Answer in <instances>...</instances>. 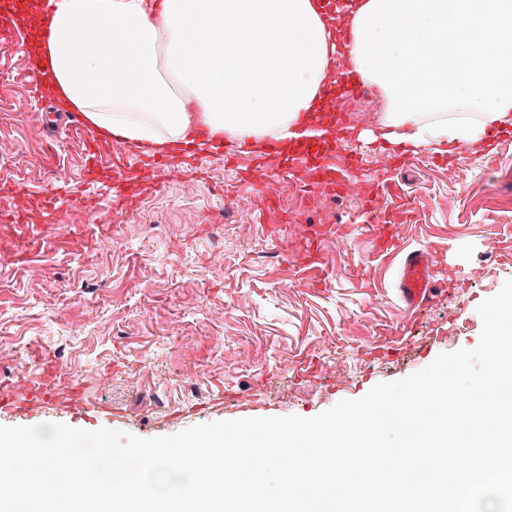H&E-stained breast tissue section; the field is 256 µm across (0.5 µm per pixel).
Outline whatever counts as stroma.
Wrapping results in <instances>:
<instances>
[{"label":"stroma","mask_w":512,"mask_h":512,"mask_svg":"<svg viewBox=\"0 0 512 512\" xmlns=\"http://www.w3.org/2000/svg\"><path fill=\"white\" fill-rule=\"evenodd\" d=\"M21 48H0V213L35 211L65 168L50 242L18 261L0 227V343L43 346L89 381L100 426L141 438L170 436L216 421L298 415L311 418L373 386L405 378L439 354L477 346L486 298L512 279V263L489 245L512 247V135L484 155L407 154L382 169L359 140L387 108L384 96L340 106L355 133L352 173L361 193L324 200L296 176L278 185V214L259 207L243 179L248 156L225 151L174 159L181 179L142 196L143 174L126 169L125 194L138 205L105 243L80 234L91 219L114 217L112 169L84 179L93 131L58 111L25 79ZM462 170L460 183L449 169ZM390 183L404 212L406 249L436 248L469 270L463 285L442 279L441 294L411 312L397 294L399 257L362 221L365 198ZM322 224L326 272L289 265L290 224L279 214ZM222 264H214V255ZM193 375L200 393L185 394Z\"/></svg>","instance_id":"1"}]
</instances>
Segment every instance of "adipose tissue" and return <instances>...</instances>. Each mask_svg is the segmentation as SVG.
Listing matches in <instances>:
<instances>
[{"instance_id":"1","label":"adipose tissue","mask_w":512,"mask_h":512,"mask_svg":"<svg viewBox=\"0 0 512 512\" xmlns=\"http://www.w3.org/2000/svg\"><path fill=\"white\" fill-rule=\"evenodd\" d=\"M32 46L60 110L149 152L287 144L338 61L388 102L369 141L475 151L512 127V0H55Z\"/></svg>"}]
</instances>
